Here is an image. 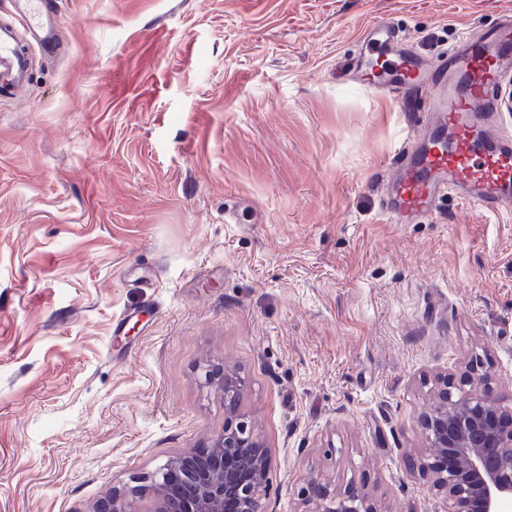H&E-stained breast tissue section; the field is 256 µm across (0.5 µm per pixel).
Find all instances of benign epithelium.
<instances>
[{"label":"benign epithelium","mask_w":512,"mask_h":512,"mask_svg":"<svg viewBox=\"0 0 512 512\" xmlns=\"http://www.w3.org/2000/svg\"><path fill=\"white\" fill-rule=\"evenodd\" d=\"M487 353L472 351L464 367L423 379L422 446L405 452L409 471L448 502V512H512V404L486 371ZM204 384L224 396V429L203 449L180 453L131 495L151 494V512H267L271 452L241 411L247 380L222 365L201 369ZM301 512H388L367 474L336 484L312 475L300 492ZM95 512H132L128 495L112 492Z\"/></svg>","instance_id":"obj_1"}]
</instances>
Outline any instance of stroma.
<instances>
[{
	"instance_id": "stroma-1",
	"label": "stroma",
	"mask_w": 512,
	"mask_h": 512,
	"mask_svg": "<svg viewBox=\"0 0 512 512\" xmlns=\"http://www.w3.org/2000/svg\"><path fill=\"white\" fill-rule=\"evenodd\" d=\"M57 49L0 0L27 63L0 92V512H94L224 427L204 364L248 379L268 512L404 464L421 378L486 346L512 397V218L379 198L427 99L359 87L365 27L441 59L512 0H53ZM136 320L124 321L129 311Z\"/></svg>"
}]
</instances>
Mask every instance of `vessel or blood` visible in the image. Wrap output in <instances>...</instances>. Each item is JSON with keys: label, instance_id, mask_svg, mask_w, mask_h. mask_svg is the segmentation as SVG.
<instances>
[{"label": "vessel or blood", "instance_id": "1", "mask_svg": "<svg viewBox=\"0 0 512 512\" xmlns=\"http://www.w3.org/2000/svg\"><path fill=\"white\" fill-rule=\"evenodd\" d=\"M25 17L44 51L56 45L60 24L49 0H27ZM366 52L387 55L383 77L363 76L362 86L397 98L426 91L429 120L413 145L398 152L381 212L392 224H411L437 210L448 193L489 213L512 212V136L492 133L498 86L512 71V16L462 39L438 64L404 52L397 30L379 21L360 37ZM0 65L23 69L9 30L0 28Z\"/></svg>", "mask_w": 512, "mask_h": 512}]
</instances>
